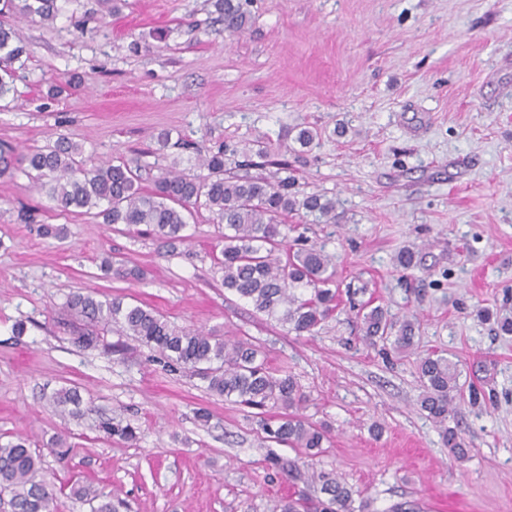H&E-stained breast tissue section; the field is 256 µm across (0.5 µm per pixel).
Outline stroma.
Instances as JSON below:
<instances>
[{
    "label": "stroma",
    "mask_w": 512,
    "mask_h": 512,
    "mask_svg": "<svg viewBox=\"0 0 512 512\" xmlns=\"http://www.w3.org/2000/svg\"><path fill=\"white\" fill-rule=\"evenodd\" d=\"M59 5L50 25L8 18L27 58L0 100V146L24 152L61 133L96 162L192 173L200 149L262 142L300 189L336 201V223L286 222L332 256L340 304L315 336L296 335L225 291L207 210L171 251L59 214L23 172L0 176V434L28 438L55 486L113 493L117 512H280L293 485L268 465L249 409L120 329L73 343L68 295L122 294L177 326L260 342L297 379L301 414L331 427L315 469L336 470L376 512H512V336L476 316L512 314V0H249L236 35L210 0H124L113 14L102 0ZM71 77L79 87L49 96ZM303 125L321 133L306 152ZM407 246L418 265L402 273ZM107 256L143 280L105 277ZM370 299L418 321L413 349L362 342L355 307ZM434 351L480 390L456 400L463 461L419 407L418 361ZM73 386L82 417L45 409ZM110 417L138 441L107 438ZM60 432L65 467L47 446Z\"/></svg>",
    "instance_id": "obj_1"
}]
</instances>
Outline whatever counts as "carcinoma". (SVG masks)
<instances>
[{"instance_id":"carcinoma-1","label":"carcinoma","mask_w":512,"mask_h":512,"mask_svg":"<svg viewBox=\"0 0 512 512\" xmlns=\"http://www.w3.org/2000/svg\"><path fill=\"white\" fill-rule=\"evenodd\" d=\"M213 7L224 20V31H241L246 20L243 0H213ZM15 11L48 22L56 18L59 7L57 0H0L1 16ZM24 54L25 48L14 42V31L1 21L0 99L13 91L14 65ZM255 155L259 161L245 160L229 168L226 150L209 151L199 155L201 172L161 168L153 188L146 192L140 185L138 163H96L84 156L80 144L58 136L20 157L10 148H1L0 175L21 169L59 213L89 214L94 209L105 224H144L171 248L187 240L183 234L186 216L195 209H207L222 244L224 288L295 333L312 335L339 306L336 268L321 247H287L290 227L283 223V217L301 212L314 217L318 224H334L336 201L296 188L288 163L269 159L263 147H258ZM266 166L276 168L269 177L250 173L254 167ZM65 307L79 320L74 343L92 347L99 333L115 324L125 335L200 376L210 392L258 410L253 420L264 441L299 450L311 459L321 453L328 426L299 414L305 396L296 378L271 371L265 353L253 342L177 327L157 311L126 303L119 296L101 300L76 292L68 296ZM358 315L362 317L365 344L388 343L396 351L414 346L415 322L400 320L380 306L366 313L360 310ZM418 370L420 409L440 426L451 453L460 459L466 457L469 449L463 447L457 429L448 426L461 395L455 365L442 355L429 353L420 359ZM46 405L59 416H81L82 398L75 388L54 392ZM100 429L112 439L137 440L135 429L121 420L104 421ZM267 461L326 496L317 502L315 512H374L370 499L354 491L333 470L307 474L299 460L272 450ZM67 496L93 505L92 512H115L112 494L89 483H71ZM1 501L10 512H60L40 456L20 437L0 442Z\"/></svg>"}]
</instances>
